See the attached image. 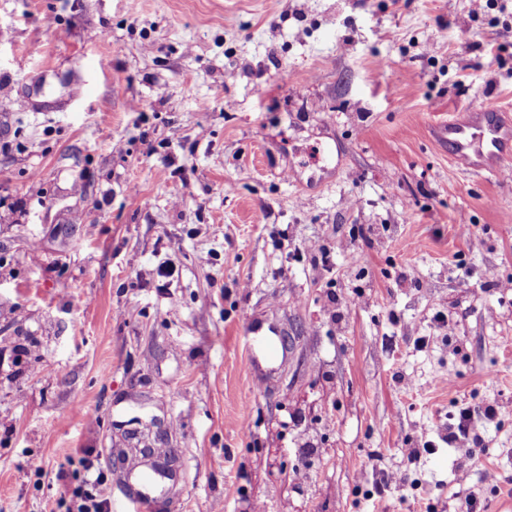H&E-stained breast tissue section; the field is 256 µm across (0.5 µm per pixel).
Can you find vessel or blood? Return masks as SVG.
<instances>
[{"label": "vessel or blood", "instance_id": "vessel-or-blood-1", "mask_svg": "<svg viewBox=\"0 0 512 512\" xmlns=\"http://www.w3.org/2000/svg\"><path fill=\"white\" fill-rule=\"evenodd\" d=\"M470 120L451 119L444 124L451 156L465 160L469 170L500 171L512 165V124H504L478 99L467 106ZM248 371L261 377L271 371L284 351L279 332L263 323L249 326Z\"/></svg>", "mask_w": 512, "mask_h": 512}]
</instances>
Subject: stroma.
Returning a JSON list of instances; mask_svg holds the SVG:
<instances>
[{
  "label": "stroma",
  "mask_w": 512,
  "mask_h": 512,
  "mask_svg": "<svg viewBox=\"0 0 512 512\" xmlns=\"http://www.w3.org/2000/svg\"><path fill=\"white\" fill-rule=\"evenodd\" d=\"M476 97L512 0H0V512H119L147 445L153 512H493L512 178L435 131ZM248 335V371L259 381L261 376L273 369L280 357H284V340L279 332L261 322L250 325ZM277 342L280 343V348Z\"/></svg>",
  "instance_id": "stroma-1"
}]
</instances>
